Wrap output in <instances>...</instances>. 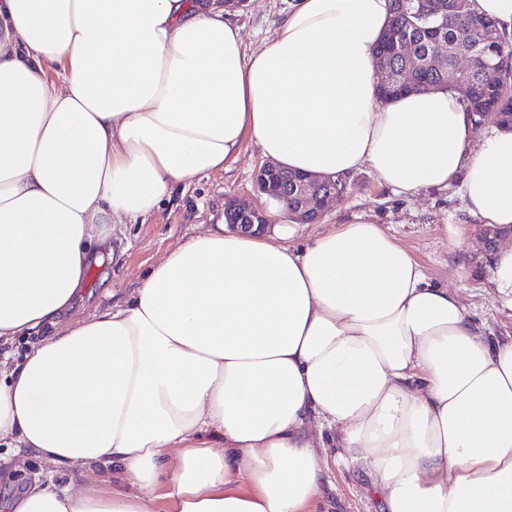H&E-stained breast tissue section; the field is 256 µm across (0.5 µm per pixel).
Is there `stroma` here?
I'll list each match as a JSON object with an SVG mask.
<instances>
[{"mask_svg":"<svg viewBox=\"0 0 512 512\" xmlns=\"http://www.w3.org/2000/svg\"><path fill=\"white\" fill-rule=\"evenodd\" d=\"M285 7L284 0H246L238 9L247 51L272 39ZM265 161L259 147L246 142L223 170L176 188L144 223L117 225L113 242L100 245L90 260L84 289L69 317H86L111 304L113 297L128 295L166 252L208 225L221 223L227 198L251 200L254 173ZM359 214L389 230L436 283L458 290L475 323L497 336L512 334V308L503 304L488 281L482 245L471 231L472 220L457 186L429 188L406 197L381 183L372 169L363 168L348 175L345 192L330 203L320 221L300 225L295 242L305 245ZM330 470V482L321 493L333 512H382L367 474L346 470L339 463L331 464Z\"/></svg>","mask_w":512,"mask_h":512,"instance_id":"stroma-1","label":"stroma"}]
</instances>
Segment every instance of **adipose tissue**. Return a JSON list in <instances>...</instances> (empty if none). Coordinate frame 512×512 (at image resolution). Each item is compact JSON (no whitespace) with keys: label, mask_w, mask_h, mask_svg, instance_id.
<instances>
[{"label":"adipose tissue","mask_w":512,"mask_h":512,"mask_svg":"<svg viewBox=\"0 0 512 512\" xmlns=\"http://www.w3.org/2000/svg\"><path fill=\"white\" fill-rule=\"evenodd\" d=\"M391 16L288 0L248 53L222 0H0V344L38 337L0 361V444L89 472L0 512H319L332 448L385 512H512V335L367 217L302 247L219 225L65 317L115 225L248 141L407 197L455 183L474 232L512 225V130L475 138L451 92L380 97Z\"/></svg>","instance_id":"obj_1"}]
</instances>
